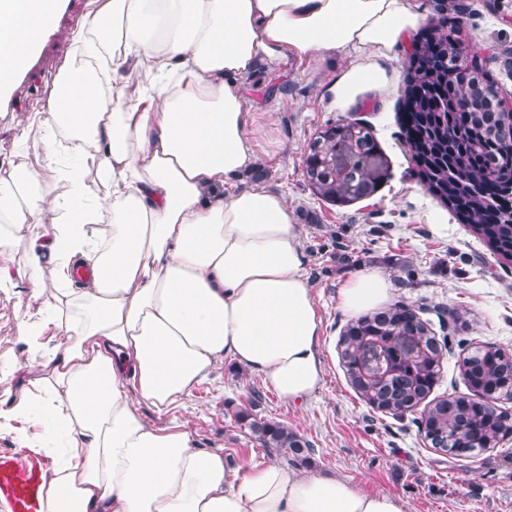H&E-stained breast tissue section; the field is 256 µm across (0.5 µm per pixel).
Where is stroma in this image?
Here are the masks:
<instances>
[{
    "instance_id": "stroma-1",
    "label": "stroma",
    "mask_w": 512,
    "mask_h": 512,
    "mask_svg": "<svg viewBox=\"0 0 512 512\" xmlns=\"http://www.w3.org/2000/svg\"><path fill=\"white\" fill-rule=\"evenodd\" d=\"M424 19L447 17L465 46L490 71L512 103V0H417ZM345 63L336 54L317 60L293 55L276 71L257 70L243 86L259 133L258 161L243 181L283 193L302 222L305 273L322 323L324 382L309 401L279 399L248 371L218 365L177 412L198 447L223 451L238 466L288 463L283 448H265L250 424L287 425L311 448V471H326L369 493L400 497L408 512H512V437L496 447L458 457L433 448L416 414L396 417L366 404L352 387L338 342L351 321L338 301L346 277L361 265H380L397 286L394 299L430 324L442 354L432 398L467 394L460 373L475 348L512 351V263L498 258L455 214L419 184L396 121L399 94L357 107L353 117L372 128L390 163V178L371 197L338 206L313 195L304 150L325 126L342 120L323 93ZM61 60L46 44L35 59L34 81H21L0 104V170L21 158L14 129L22 112L44 106L42 89L59 78ZM314 223H307V216ZM416 270L399 284L396 260ZM28 289L0 291V355L26 349L18 315ZM462 308L466 324L448 312Z\"/></svg>"
}]
</instances>
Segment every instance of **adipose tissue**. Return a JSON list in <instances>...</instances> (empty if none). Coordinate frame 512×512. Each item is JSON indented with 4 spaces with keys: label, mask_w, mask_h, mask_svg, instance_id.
Returning a JSON list of instances; mask_svg holds the SVG:
<instances>
[{
    "label": "adipose tissue",
    "mask_w": 512,
    "mask_h": 512,
    "mask_svg": "<svg viewBox=\"0 0 512 512\" xmlns=\"http://www.w3.org/2000/svg\"><path fill=\"white\" fill-rule=\"evenodd\" d=\"M67 2L0 0V97L63 35L59 79L15 133L28 158L0 175V290L23 282L32 298L25 360L0 355V385L30 373L0 398V433L41 427L28 442L55 459L41 512H407L326 473L241 470L140 407L177 410L224 361L289 402L321 388L297 216L239 184L257 160L243 82L292 54L341 53L325 99L350 111L394 89L387 62L423 21L415 0H97L63 33ZM48 266L62 283L49 295ZM79 267L95 275L75 289ZM393 296L373 267L339 292L352 316Z\"/></svg>",
    "instance_id": "ef3b65f1"
}]
</instances>
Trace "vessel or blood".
I'll use <instances>...</instances> for the list:
<instances>
[{
	"instance_id": "vessel-or-blood-1",
	"label": "vessel or blood",
	"mask_w": 512,
	"mask_h": 512,
	"mask_svg": "<svg viewBox=\"0 0 512 512\" xmlns=\"http://www.w3.org/2000/svg\"><path fill=\"white\" fill-rule=\"evenodd\" d=\"M45 466L39 458L0 451V501L10 512H40Z\"/></svg>"
}]
</instances>
